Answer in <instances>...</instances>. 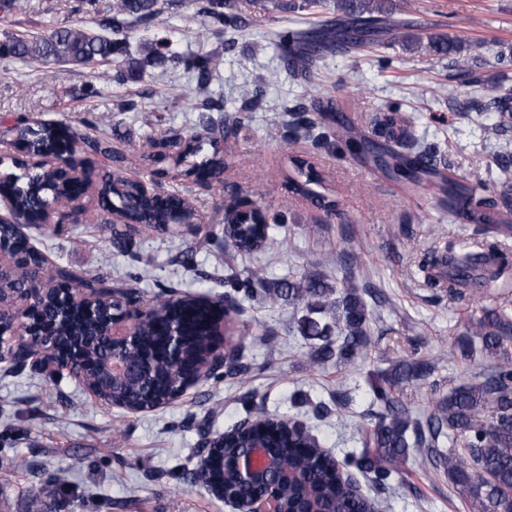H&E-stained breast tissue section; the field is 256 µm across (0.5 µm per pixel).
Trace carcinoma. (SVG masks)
<instances>
[{
    "label": "carcinoma",
    "instance_id": "obj_1",
    "mask_svg": "<svg viewBox=\"0 0 512 512\" xmlns=\"http://www.w3.org/2000/svg\"><path fill=\"white\" fill-rule=\"evenodd\" d=\"M162 0H116L111 19L112 29L134 30L157 18ZM199 13L207 18V29L222 36L228 29L238 32L244 24L243 16L236 13V5L230 0H198ZM342 17L327 20L318 26L277 34L279 47L292 66L302 71L318 68V63L328 53L355 54L373 51L403 37L405 24L385 15L381 6L370 0H344L340 6ZM3 55L32 60L40 64L99 66L100 74L106 76L112 70V61L121 53L120 45L107 35L84 25L54 26L46 35L6 28L0 41ZM429 47L440 55H456L455 66L466 71L468 60L459 57L463 44L432 38ZM171 43L161 40L146 44L142 48L143 58L139 67H154L167 57L189 71L196 73L197 107L202 111L215 109L207 96L215 63L199 56L170 54ZM481 98L499 112L501 118L512 121V96L501 87L490 83L481 85ZM400 108L393 106L378 120V125L387 132L384 141L399 143L405 139L407 130L398 116ZM82 128L71 124L44 122L34 128L19 120L0 133V141L8 144L19 139L29 152L37 154L42 147L61 139V131L67 130L75 143L70 151L68 165L74 169L87 170L94 160L108 162L121 160V151L112 144L105 133H90L92 120L81 119ZM380 168L391 175L415 182L418 170L431 169L430 159L424 155L420 165H413L397 151L387 148L376 157ZM21 172L16 175L17 187L12 193L11 207L17 212H27L31 207V194L37 192L47 198L57 186L58 170L52 165H18ZM224 173V154L213 148L210 155L201 161H187L185 166L158 168L151 171L157 187L152 198L141 196L136 185L119 169H110L99 175L93 203L99 212L110 215L120 209H130L137 220L165 233L169 224L196 223L195 210L184 203V199L164 179L179 176L198 178L204 176L218 180ZM298 176L290 180L293 193L309 198L316 206L330 215L338 214L336 201L318 191L323 179L302 167H297ZM448 194V221L472 226L478 235L496 234L512 236V213L504 211L493 198L477 197L463 185L446 178ZM64 193L66 200L59 202L54 211L53 234L64 232L73 221L71 202L87 197L88 185L81 181L68 183ZM252 224L244 228V236L236 249L258 252L274 241L273 231L279 224L288 223L287 213L280 211L272 216L259 211L251 217ZM0 246L14 261V273L0 279V300L11 302L23 289L32 287L31 275L45 264L41 252L30 241L22 237L15 225L0 222ZM507 264V257L490 245L488 252L481 254L453 255L436 260L431 266L438 268L439 276L448 277V291L457 285H467L475 280V273L495 277L497 271ZM73 282L83 288H109V281L99 275L79 273L58 266L49 283L53 291L43 295L34 309L35 324L54 336H71L79 332L94 336L98 325L110 317L108 311L97 310L88 316L74 313L69 318L60 315L62 303L60 288ZM229 291L224 293V304L233 313L240 312V299L261 297L268 304L279 300L290 303L306 302L312 305L311 313L333 316L336 335H331L330 326L315 318H307L303 332L321 340V345L309 353L314 365L335 362L339 365L353 363L367 356L370 347V310L359 288L343 285L336 290L318 273H305L291 279L283 278L274 287L268 288L251 269L246 275L234 274L225 281ZM176 319L185 336L182 367L192 370L207 354L213 342V312L206 306L196 305L189 298H177L172 294L162 297L157 307V319L140 327V351L154 361V369L134 385H115L108 388L107 396L128 406L144 403H159L172 397L178 390L179 381L174 377L164 360L165 338L162 324ZM512 345V316L495 310L484 311L483 316L473 322L466 334L460 336L456 346L465 361L475 360L476 351L485 353L494 363L471 380L464 381L448 390L425 419L414 418L395 396V392L406 384L427 379L432 373V364L418 359H399L370 384L369 397L376 410L371 413L370 426L361 436V449L342 460L346 469L367 475L371 482L385 488L396 479H403L411 455L422 449H430L427 460L437 470L443 471L448 483L466 495L474 512H512V358L508 348ZM110 346L100 343L85 361L88 375L99 374L106 352ZM448 436V452L438 450L439 439ZM253 440L263 441L283 463L306 473L309 487L321 491L336 512H364L365 501L356 494L341 477H333L332 462L316 442L306 438L294 425L277 416L269 417L263 428H257L239 439L241 446ZM224 487L229 494L247 500L256 489L238 483L230 468L222 471Z\"/></svg>",
    "mask_w": 512,
    "mask_h": 512
}]
</instances>
